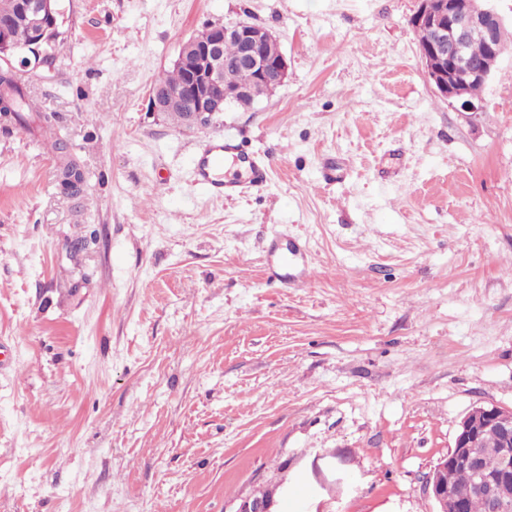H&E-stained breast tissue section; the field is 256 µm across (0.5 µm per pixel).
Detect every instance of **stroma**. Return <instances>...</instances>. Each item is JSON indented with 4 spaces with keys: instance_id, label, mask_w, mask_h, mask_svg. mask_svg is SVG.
<instances>
[{
    "instance_id": "35a3bbf8",
    "label": "stroma",
    "mask_w": 512,
    "mask_h": 512,
    "mask_svg": "<svg viewBox=\"0 0 512 512\" xmlns=\"http://www.w3.org/2000/svg\"><path fill=\"white\" fill-rule=\"evenodd\" d=\"M22 69L84 172L0 123V512H434L476 405L512 407V49L477 114L429 83L418 0H61ZM270 29L284 84L189 129L149 106L180 44ZM231 130L272 176L192 159ZM297 247L308 285L270 279ZM231 159L234 171L224 173V160ZM196 181L211 196L234 199L246 188L265 186L270 181L269 161L246 152L235 133L212 138L205 151L193 159ZM278 488L279 485L267 487L269 494L265 498H258L255 495L241 497L233 512H276L272 510V507L275 504V494Z\"/></svg>"
}]
</instances>
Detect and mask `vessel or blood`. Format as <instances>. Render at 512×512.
Listing matches in <instances>:
<instances>
[{"label": "vessel or blood", "instance_id": "obj_1", "mask_svg": "<svg viewBox=\"0 0 512 512\" xmlns=\"http://www.w3.org/2000/svg\"><path fill=\"white\" fill-rule=\"evenodd\" d=\"M193 164L198 185L211 196L227 200L247 188L267 185L272 171L270 162L246 152L234 133L212 138Z\"/></svg>", "mask_w": 512, "mask_h": 512}]
</instances>
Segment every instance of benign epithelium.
<instances>
[{"mask_svg":"<svg viewBox=\"0 0 512 512\" xmlns=\"http://www.w3.org/2000/svg\"><path fill=\"white\" fill-rule=\"evenodd\" d=\"M18 14L25 15L32 29L29 42L23 46L11 42V26ZM62 16L60 0H0V64H5V70L14 73L18 66L26 68L33 61L40 62L41 47L57 37ZM410 22L415 31L430 33L429 39L418 42V52L436 92L460 112L484 111V100L471 96L470 86L487 84L507 52L504 18L493 0H418ZM476 38L487 48L481 61L470 53ZM228 40L237 44L232 57L224 56V42ZM174 67L182 70L183 83L169 89L151 86V109L177 113L182 124L194 128L209 126L228 104L247 107L256 98L271 94L288 75V63L276 36L248 20L231 26L211 25L204 33L189 37L182 42ZM231 68L251 71L253 83L225 86L224 70ZM490 429L500 438L499 462L494 470L483 466V436ZM450 468L471 473L470 487L448 485L443 474ZM277 490L276 486L269 488L265 498H240L234 512H274ZM425 490L435 503V512H468L474 497L482 499L486 512H512V407H472L458 423L448 454L429 474Z\"/></svg>","mask_w":512,"mask_h":512,"instance_id":"benign-epithelium-1","label":"benign epithelium"}]
</instances>
